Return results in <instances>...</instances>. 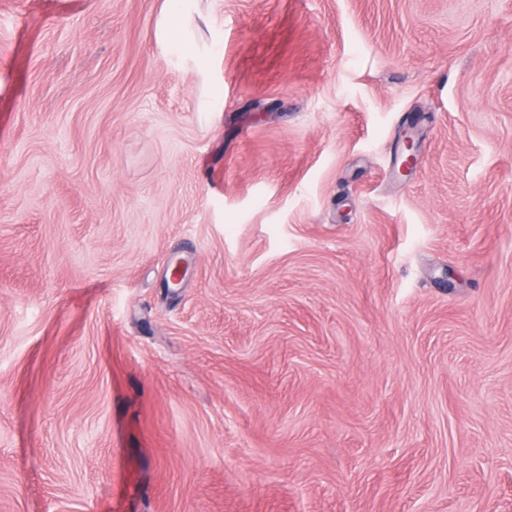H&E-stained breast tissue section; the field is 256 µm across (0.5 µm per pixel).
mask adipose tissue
<instances>
[{
  "mask_svg": "<svg viewBox=\"0 0 512 512\" xmlns=\"http://www.w3.org/2000/svg\"><path fill=\"white\" fill-rule=\"evenodd\" d=\"M200 17L198 0H165L158 20V36L165 49L173 54L194 55L201 32Z\"/></svg>",
  "mask_w": 512,
  "mask_h": 512,
  "instance_id": "1",
  "label": "adipose tissue"
}]
</instances>
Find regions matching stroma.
I'll use <instances>...</instances> for the list:
<instances>
[{"instance_id": "stroma-1", "label": "stroma", "mask_w": 512, "mask_h": 512, "mask_svg": "<svg viewBox=\"0 0 512 512\" xmlns=\"http://www.w3.org/2000/svg\"><path fill=\"white\" fill-rule=\"evenodd\" d=\"M162 8L0 0V512H512V0ZM198 0H165L158 20V36L169 53L192 56L198 50L201 27Z\"/></svg>"}]
</instances>
